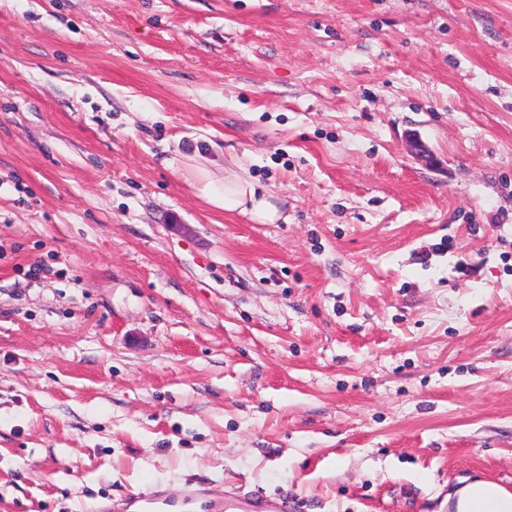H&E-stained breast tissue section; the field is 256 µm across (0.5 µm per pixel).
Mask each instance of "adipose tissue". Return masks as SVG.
I'll use <instances>...</instances> for the list:
<instances>
[{
  "mask_svg": "<svg viewBox=\"0 0 512 512\" xmlns=\"http://www.w3.org/2000/svg\"><path fill=\"white\" fill-rule=\"evenodd\" d=\"M177 170L193 194L218 212H240L253 221L271 224L278 211L250 182L213 167L201 152L182 155ZM450 512H512V490L484 479L459 478L448 493Z\"/></svg>",
  "mask_w": 512,
  "mask_h": 512,
  "instance_id": "adipose-tissue-1",
  "label": "adipose tissue"
}]
</instances>
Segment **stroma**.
Here are the masks:
<instances>
[{
    "label": "stroma",
    "mask_w": 512,
    "mask_h": 512,
    "mask_svg": "<svg viewBox=\"0 0 512 512\" xmlns=\"http://www.w3.org/2000/svg\"><path fill=\"white\" fill-rule=\"evenodd\" d=\"M470 475L512 487V0H0V512ZM179 156L177 171L184 183L214 211H238L260 224H272L279 217L275 205L257 196L250 182L235 173L224 174V168L213 167L198 149Z\"/></svg>",
    "instance_id": "35a3bbf8"
}]
</instances>
